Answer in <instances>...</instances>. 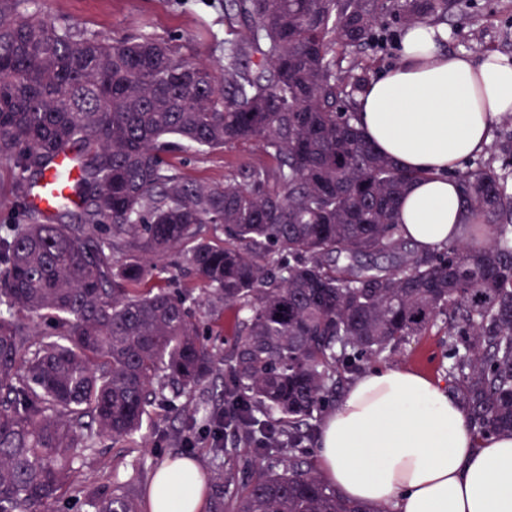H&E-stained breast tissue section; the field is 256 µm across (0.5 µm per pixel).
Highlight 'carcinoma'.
I'll list each match as a JSON object with an SVG mask.
<instances>
[{"label":"carcinoma","mask_w":512,"mask_h":512,"mask_svg":"<svg viewBox=\"0 0 512 512\" xmlns=\"http://www.w3.org/2000/svg\"><path fill=\"white\" fill-rule=\"evenodd\" d=\"M31 3L0 0V162L22 216L0 224V512H138L131 486L72 477L95 441L146 437L151 408L214 371V324L157 265L171 253L233 316L217 397L258 460L213 512H382L317 476L307 420L438 321L469 427L512 433V135L453 173L464 237L420 251L397 213L423 174L356 125L368 52L459 0H225L246 32L216 65L175 37L98 36ZM238 142L273 164L219 186L169 159ZM61 153L77 202L45 213L29 191Z\"/></svg>","instance_id":"obj_1"}]
</instances>
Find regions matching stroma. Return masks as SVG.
Listing matches in <instances>:
<instances>
[{
	"label": "stroma",
	"instance_id": "35a3bbf8",
	"mask_svg": "<svg viewBox=\"0 0 512 512\" xmlns=\"http://www.w3.org/2000/svg\"><path fill=\"white\" fill-rule=\"evenodd\" d=\"M37 11L55 21H65L87 32L118 37L149 34L181 37L186 54L203 60L222 55L225 38L224 0H37ZM466 14L448 28L444 49L451 53L474 52L478 44L512 58V0H467ZM173 162L189 178L220 185L239 167L267 164L268 158L250 143H235L224 149L200 152L193 148L177 151ZM447 338L440 328L410 340L382 358L385 366L409 368L436 381L447 383L453 395H460L450 383L445 357ZM153 437L159 448L134 444L102 443L88 452L77 465L76 481L93 487L113 482H131L137 495H144L155 470L179 457L184 434H192L197 461L204 483H214L226 472L223 459L212 451L213 439L200 415L193 411L174 412L155 406L152 412Z\"/></svg>",
	"mask_w": 512,
	"mask_h": 512
}]
</instances>
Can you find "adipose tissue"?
<instances>
[{"instance_id": "ef3b65f1", "label": "adipose tissue", "mask_w": 512, "mask_h": 512, "mask_svg": "<svg viewBox=\"0 0 512 512\" xmlns=\"http://www.w3.org/2000/svg\"><path fill=\"white\" fill-rule=\"evenodd\" d=\"M442 29L410 26L398 65L358 99L357 125L375 149L423 172L400 207L418 247L460 235L459 187L451 173L490 141L512 113V62L495 53L451 54ZM318 467L345 498L396 512H512V434L475 439L461 403L405 368L371 369L353 380L322 424ZM198 464L156 470L150 512H205Z\"/></svg>"}]
</instances>
